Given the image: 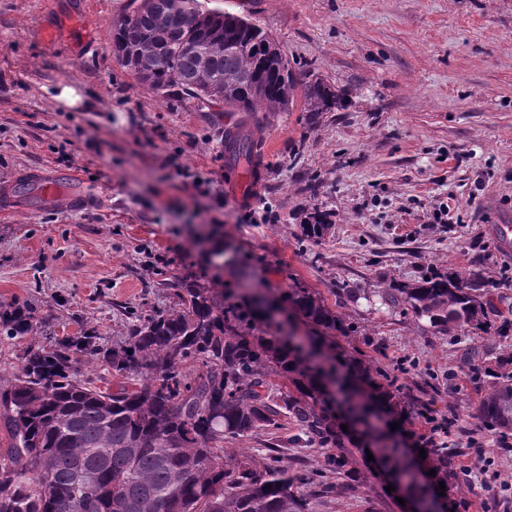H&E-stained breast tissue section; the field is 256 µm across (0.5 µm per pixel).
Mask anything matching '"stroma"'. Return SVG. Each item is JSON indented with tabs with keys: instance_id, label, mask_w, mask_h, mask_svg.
I'll return each mask as SVG.
<instances>
[{
	"instance_id": "35a3bbf8",
	"label": "stroma",
	"mask_w": 512,
	"mask_h": 512,
	"mask_svg": "<svg viewBox=\"0 0 512 512\" xmlns=\"http://www.w3.org/2000/svg\"><path fill=\"white\" fill-rule=\"evenodd\" d=\"M130 2L0 0V187L31 169L70 171L85 198L0 210V308L25 301L42 321L39 335L0 336V375L28 347L84 329L124 343L130 312L173 308L165 281L210 278L220 251L238 295L296 282L320 293L344 326L337 362L357 358L398 386L404 410L383 418L410 455L454 410L476 442L458 443L449 469L482 456L511 477L512 432L477 407L512 353V250L495 232L512 224V0H207L267 32L299 82L316 75L342 93L332 112L242 114L269 138L254 207L273 211L267 224L239 223L224 191L223 104L156 95L114 59L112 22ZM316 211L330 229L310 243L300 226ZM452 271L476 274L506 336L444 335L385 300ZM330 411L348 427L352 474L326 497L306 489L309 512H411L359 427L339 404Z\"/></svg>"
}]
</instances>
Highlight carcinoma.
I'll return each mask as SVG.
<instances>
[{"label": "carcinoma", "mask_w": 512, "mask_h": 512, "mask_svg": "<svg viewBox=\"0 0 512 512\" xmlns=\"http://www.w3.org/2000/svg\"><path fill=\"white\" fill-rule=\"evenodd\" d=\"M112 22V53L143 86L158 95L173 88L205 101L222 100L227 112H284L301 97L306 112H332L341 95L319 79L298 82L290 60L270 46L255 24L201 0H132ZM329 225L314 213L301 225L304 238L322 239ZM177 308L134 325L117 347L88 329L50 350L31 348L23 364L0 376V512H308L298 492L316 476L288 469L278 455L224 456V440L272 433L289 418L295 442L326 450L324 468L347 474L343 441L321 399L331 384L336 399L363 423L406 492L425 501L421 482L386 427L369 422L372 407L389 392L361 398L355 385L369 370L353 363L341 371L309 339L293 343L294 322L260 313L258 292L239 299L221 276L168 284ZM390 298L429 319L442 334L491 330L480 288L458 272L436 273ZM294 312L325 332L343 324L318 292L299 283L286 291ZM41 328L29 303L0 310V335L35 336ZM102 360L112 375L133 385L112 388L79 377L80 366ZM479 417L512 430V372L492 382ZM426 453L436 480L448 481L443 444Z\"/></svg>", "instance_id": "carcinoma-1"}]
</instances>
